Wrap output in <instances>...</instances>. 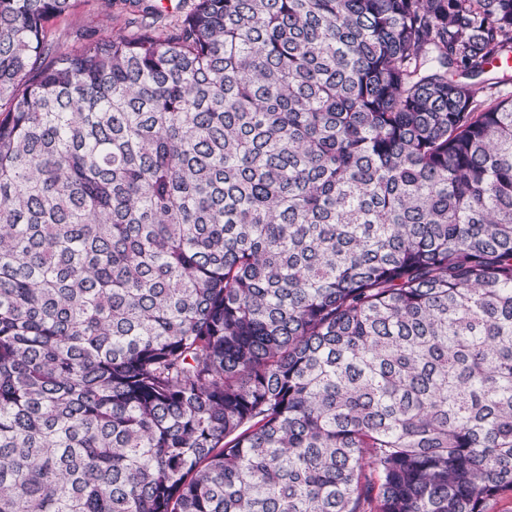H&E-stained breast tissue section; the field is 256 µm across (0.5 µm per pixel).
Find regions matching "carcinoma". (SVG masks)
<instances>
[{"mask_svg":"<svg viewBox=\"0 0 512 512\" xmlns=\"http://www.w3.org/2000/svg\"><path fill=\"white\" fill-rule=\"evenodd\" d=\"M0 0V512L512 491V0ZM194 0H112L105 6L102 0H81L71 13L52 22L55 41L60 46L69 47L77 41L81 33L127 32L126 23L130 18L143 14V8L151 5L161 11L156 26H167L175 16L187 12ZM140 3V4H135Z\"/></svg>","mask_w":512,"mask_h":512,"instance_id":"cac0c4a2","label":"carcinoma"}]
</instances>
